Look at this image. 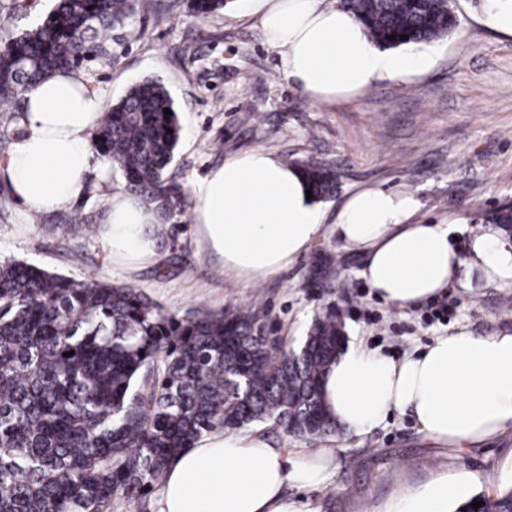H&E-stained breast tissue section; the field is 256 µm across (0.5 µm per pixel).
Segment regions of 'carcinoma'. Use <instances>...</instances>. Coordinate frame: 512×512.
<instances>
[{
  "label": "carcinoma",
  "instance_id": "obj_1",
  "mask_svg": "<svg viewBox=\"0 0 512 512\" xmlns=\"http://www.w3.org/2000/svg\"><path fill=\"white\" fill-rule=\"evenodd\" d=\"M224 5L190 0L200 17ZM338 6L381 48L430 43L459 26L449 0ZM135 9V0H57L0 44V107L9 111L59 69L112 62V28ZM165 108L175 110L168 89L140 82L107 108L95 146L132 194L170 219L188 202L168 176L181 128ZM303 171L316 197L333 191L332 167ZM482 219L511 234L512 202ZM263 317L253 308L177 317L133 288L1 264L0 512H112L120 498L146 512L173 457L207 433L267 424L302 440L335 434L320 388L343 347L341 317L318 315L296 352L269 339ZM454 512H512V488Z\"/></svg>",
  "mask_w": 512,
  "mask_h": 512
}]
</instances>
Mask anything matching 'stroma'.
Returning <instances> with one entry per match:
<instances>
[{
  "label": "stroma",
  "mask_w": 512,
  "mask_h": 512,
  "mask_svg": "<svg viewBox=\"0 0 512 512\" xmlns=\"http://www.w3.org/2000/svg\"><path fill=\"white\" fill-rule=\"evenodd\" d=\"M53 0H0V41L43 20ZM456 33L427 44L426 69L330 104L310 100L279 72L248 0H227L201 18L189 0H145L126 26L112 31V61L91 63L93 87L104 103L134 84L156 79L175 102L181 136L174 171L184 187L229 157L254 149L290 164L332 165L334 192L322 199L328 220L345 200L370 187L410 193L419 202L414 224L484 211L512 198V35L489 28V0H451ZM125 188L123 176L90 173V187L69 209L26 213L0 177V263L26 261L68 277L96 278L144 293L164 311L261 308L273 335L298 348L315 315L335 308L346 341L399 361L435 338L461 331L478 337L512 332V287L473 278L471 289L450 283L448 319L428 303L402 310L378 299L360 277L361 256L325 234L288 271L250 284L225 273L205 250L191 212L175 215L157 241L161 260L127 267L113 261L106 238L99 180ZM332 257L341 286L316 288V261ZM267 442L289 452H333L324 484L285 487L301 512H398L406 498L440 479L458 485V499L512 487V428L490 441L451 448L425 437L410 413H392L372 431L300 441L264 429Z\"/></svg>",
  "instance_id": "35a3bbf8"
}]
</instances>
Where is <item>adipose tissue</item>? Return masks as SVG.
Instances as JSON below:
<instances>
[{
    "instance_id": "1",
    "label": "adipose tissue",
    "mask_w": 512,
    "mask_h": 512,
    "mask_svg": "<svg viewBox=\"0 0 512 512\" xmlns=\"http://www.w3.org/2000/svg\"><path fill=\"white\" fill-rule=\"evenodd\" d=\"M280 72L313 101L329 103L424 68L423 51H382L368 42L348 12L322 0H250ZM104 110L89 82L60 71L27 95L22 133L0 175L30 213L69 207L92 168H107L93 134ZM300 167L257 149L228 159L193 183V221L201 244L224 260L226 272L259 281L287 270L324 234L326 212L308 199ZM113 257L138 266L159 259L154 209L122 191L105 200ZM414 196L369 188L351 195L333 226L343 248L363 256L360 271L380 297L400 308L433 298L453 280L474 274L512 285V242L493 228H471L466 247L454 237L461 224H413ZM322 391L331 416L364 434L391 412L411 413L426 437L460 447L512 426V334L441 336L402 362L357 347L326 373ZM327 453L288 455L250 431L212 434L184 449L168 468L158 512H294L288 484L326 481Z\"/></svg>"
}]
</instances>
